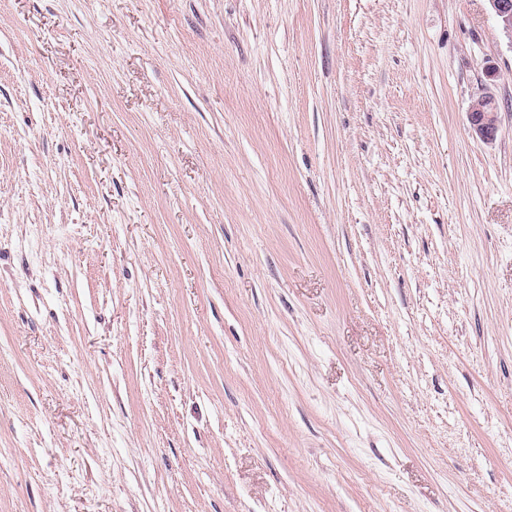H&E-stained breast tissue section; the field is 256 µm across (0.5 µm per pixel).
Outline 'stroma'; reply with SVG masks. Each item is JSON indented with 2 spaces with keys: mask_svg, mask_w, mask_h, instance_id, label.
<instances>
[{
  "mask_svg": "<svg viewBox=\"0 0 512 512\" xmlns=\"http://www.w3.org/2000/svg\"><path fill=\"white\" fill-rule=\"evenodd\" d=\"M0 512H512L486 0H0ZM469 128L477 138L486 143L493 142L499 131V112L492 96L475 99L467 112Z\"/></svg>",
  "mask_w": 512,
  "mask_h": 512,
  "instance_id": "obj_1",
  "label": "stroma"
}]
</instances>
